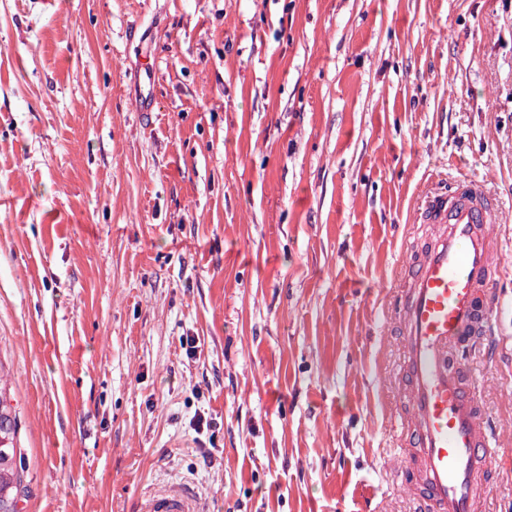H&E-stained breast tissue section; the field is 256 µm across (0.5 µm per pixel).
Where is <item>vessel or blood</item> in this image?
<instances>
[{
	"mask_svg": "<svg viewBox=\"0 0 512 512\" xmlns=\"http://www.w3.org/2000/svg\"><path fill=\"white\" fill-rule=\"evenodd\" d=\"M501 213L481 182L460 177L428 190L411 217L429 233L407 249L389 326L409 394L402 421L423 476L410 488L418 512H477L479 485L492 472L497 427L480 406L462 352L489 332L497 263L490 227ZM140 512L199 510L190 488L166 485Z\"/></svg>",
	"mask_w": 512,
	"mask_h": 512,
	"instance_id": "1",
	"label": "vessel or blood"
}]
</instances>
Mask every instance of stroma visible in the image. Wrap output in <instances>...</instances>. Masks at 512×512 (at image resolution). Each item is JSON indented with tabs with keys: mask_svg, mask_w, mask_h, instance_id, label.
Instances as JSON below:
<instances>
[{
	"mask_svg": "<svg viewBox=\"0 0 512 512\" xmlns=\"http://www.w3.org/2000/svg\"><path fill=\"white\" fill-rule=\"evenodd\" d=\"M459 175L499 199L512 279V0H0L21 512L170 482L200 512H415L386 309L413 208ZM496 305L466 358L500 426L480 512L512 504Z\"/></svg>",
	"mask_w": 512,
	"mask_h": 512,
	"instance_id": "1",
	"label": "stroma"
}]
</instances>
